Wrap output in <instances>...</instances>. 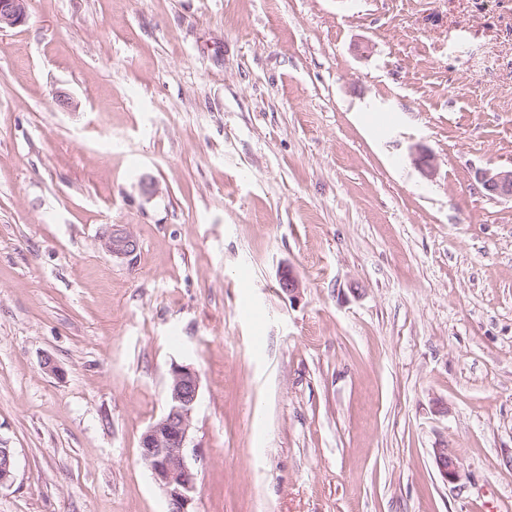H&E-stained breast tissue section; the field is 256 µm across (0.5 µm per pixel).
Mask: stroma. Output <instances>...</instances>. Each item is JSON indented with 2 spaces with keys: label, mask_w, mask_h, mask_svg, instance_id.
Instances as JSON below:
<instances>
[{
  "label": "stroma",
  "mask_w": 512,
  "mask_h": 512,
  "mask_svg": "<svg viewBox=\"0 0 512 512\" xmlns=\"http://www.w3.org/2000/svg\"><path fill=\"white\" fill-rule=\"evenodd\" d=\"M26 11L0 30V512H166L140 439L175 362L193 512H512V200L476 179L512 168V0ZM107 252L116 256H131L137 250L136 241L123 229L111 230L110 235L104 243ZM434 456L442 479L446 483L458 482L461 477L458 457L448 448L434 449Z\"/></svg>",
  "instance_id": "obj_1"
}]
</instances>
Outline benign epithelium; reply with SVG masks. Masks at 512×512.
I'll list each match as a JSON object with an SVG mask.
<instances>
[{
  "instance_id": "obj_1",
  "label": "benign epithelium",
  "mask_w": 512,
  "mask_h": 512,
  "mask_svg": "<svg viewBox=\"0 0 512 512\" xmlns=\"http://www.w3.org/2000/svg\"><path fill=\"white\" fill-rule=\"evenodd\" d=\"M26 18V0H0V30L16 27ZM477 181L491 197L512 199V170L480 171ZM107 252L116 256H131L137 250L136 241L122 229L111 230L104 243ZM283 293L295 297L300 293V281L292 268L279 275ZM171 383L167 408L142 434L140 455L159 488L163 491L168 512H192L193 494L197 487V471L187 462L192 414L198 402L200 379L189 364L174 363L170 368ZM439 473L447 483L460 480L458 457L446 448L434 449ZM14 453L0 448V487L14 478Z\"/></svg>"
}]
</instances>
